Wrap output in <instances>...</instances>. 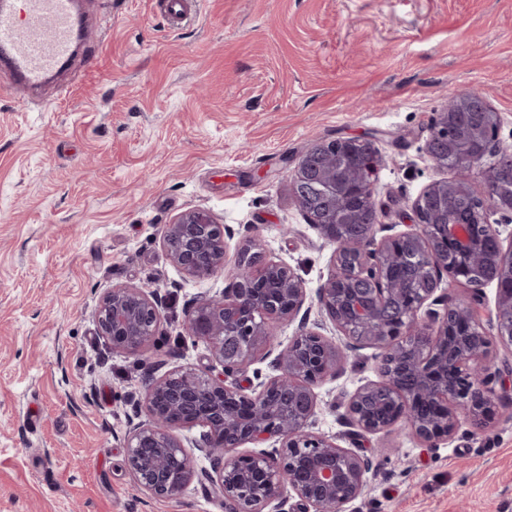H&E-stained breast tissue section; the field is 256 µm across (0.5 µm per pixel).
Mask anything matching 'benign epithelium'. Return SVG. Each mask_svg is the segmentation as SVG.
<instances>
[{"label":"benign epithelium","instance_id":"benign-epithelium-1","mask_svg":"<svg viewBox=\"0 0 512 512\" xmlns=\"http://www.w3.org/2000/svg\"><path fill=\"white\" fill-rule=\"evenodd\" d=\"M453 108L435 113L425 150L446 168L448 154L472 170L489 152L483 138L499 145L501 115L486 98L467 91L451 98ZM351 148L366 158L355 197L378 213L375 177L382 162L365 136L319 141L288 175L292 196L322 236L334 246L333 268L318 290L328 321L347 335L338 346L322 322L299 317L306 301L302 279L289 266L263 258L260 244H241L233 261L232 283L199 299L185 321L186 334L207 343L211 363L180 368L151 378L144 407H135L125 438L127 465L138 486L159 499L180 494L198 479L224 501L225 512H343L370 483L371 459L313 431L314 386L344 369L364 347L377 350L379 380L351 396L346 423L360 436L404 424L425 448L451 439L464 415L482 430L490 412L496 378L491 371L492 339L512 348V240L504 243L499 225L512 223V194L484 187L466 223H431L429 199L475 191L469 177L432 181L412 202L413 223L403 232L378 236L385 224H360L342 233L349 213L326 206L348 186L327 176L323 158ZM163 247L168 260L187 276L204 279L224 270L228 260L224 225L202 209H188L167 225ZM410 250L415 275L426 288H401L395 252ZM477 261L485 273L475 279ZM470 291L460 300L437 290L443 275ZM496 287L495 336L476 322L474 308L483 288ZM162 300L133 285L106 290L95 308L100 335L112 351L139 355L159 335ZM299 320L287 343L276 342L272 324ZM275 355L277 373L250 392L235 382L258 357ZM146 419H141V416ZM203 428L196 452L211 459V470L196 468V455L175 435L184 427ZM271 450H259L266 443ZM251 444L256 452L235 453ZM293 491L296 501L284 496Z\"/></svg>","mask_w":512,"mask_h":512}]
</instances>
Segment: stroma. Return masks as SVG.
I'll return each instance as SVG.
<instances>
[{
  "instance_id": "obj_1",
  "label": "stroma",
  "mask_w": 512,
  "mask_h": 512,
  "mask_svg": "<svg viewBox=\"0 0 512 512\" xmlns=\"http://www.w3.org/2000/svg\"><path fill=\"white\" fill-rule=\"evenodd\" d=\"M87 38L34 94L0 69V512H224L198 482L170 499L125 465L133 401L150 377L209 363L183 324L229 272L187 277L165 227L203 208L230 251L257 238L293 268L307 316L333 247L291 196L315 142L367 136L384 157L378 221L403 226L434 179L430 125L456 94L483 93L512 142V0H203L173 25L156 0H82ZM163 301L143 354L113 352L94 309L115 285ZM372 349L315 386V432L371 457L345 512H512V389L489 427L420 447L404 426L352 439L350 396L377 380Z\"/></svg>"
}]
</instances>
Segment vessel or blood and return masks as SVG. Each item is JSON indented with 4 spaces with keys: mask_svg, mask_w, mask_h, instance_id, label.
Segmentation results:
<instances>
[{
    "mask_svg": "<svg viewBox=\"0 0 512 512\" xmlns=\"http://www.w3.org/2000/svg\"><path fill=\"white\" fill-rule=\"evenodd\" d=\"M78 39L75 0H31L27 9L0 7V66L26 92L43 85L71 59Z\"/></svg>",
    "mask_w": 512,
    "mask_h": 512,
    "instance_id": "1",
    "label": "vessel or blood"
}]
</instances>
